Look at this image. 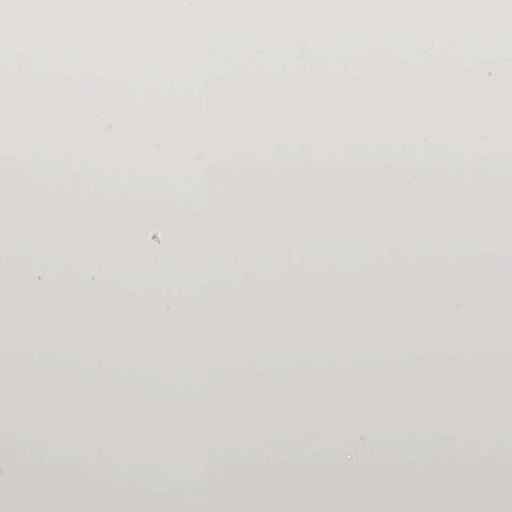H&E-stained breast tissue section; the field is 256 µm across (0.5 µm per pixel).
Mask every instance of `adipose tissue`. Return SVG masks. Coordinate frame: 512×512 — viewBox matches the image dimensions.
Masks as SVG:
<instances>
[{
	"instance_id": "1",
	"label": "adipose tissue",
	"mask_w": 512,
	"mask_h": 512,
	"mask_svg": "<svg viewBox=\"0 0 512 512\" xmlns=\"http://www.w3.org/2000/svg\"><path fill=\"white\" fill-rule=\"evenodd\" d=\"M498 124H376L337 129L341 151L314 154L298 127L260 130L268 158L258 167L218 166L210 133L83 129L39 131L48 144L94 152L115 140L161 147L168 168L191 171L200 199L179 202L163 178L136 186L89 180L74 186L70 171L47 172L0 162V255H25L28 274H0V437L25 408L49 435L38 461L0 452V512H183L181 484L199 465L268 449L265 459L208 480L199 512H512V475L488 466L421 471L403 458L391 475L364 462L368 448L427 445V425L442 413L493 422L504 397L471 377L453 384L407 370L393 384L312 381L272 390L228 388L227 369L255 363L290 368L321 360L385 355L422 359L440 344L451 357L512 352V324L503 319L501 281L476 283L463 269L477 254L512 245V186L497 170L501 154L436 156L432 143L451 135L466 143L494 135ZM392 135L397 148L358 158L353 135ZM103 229L96 254L74 229ZM145 224H170L179 245L148 254L135 234ZM446 238L454 247L447 273L409 270L407 250ZM334 253L348 266L369 255H392L375 274L315 273L308 255ZM195 270L234 279L246 257L290 258L288 277L257 289L202 298V328L184 320V256ZM111 273L113 290L99 289ZM76 363L105 365L113 375L142 374L145 393L204 384L200 420L168 414L147 420L116 396L101 397L54 381L12 375ZM142 439L141 456L128 453ZM343 449L333 469L291 465L310 440ZM103 449L107 479H77L75 452ZM143 472L131 483V472ZM167 476V487L151 473Z\"/></svg>"
}]
</instances>
